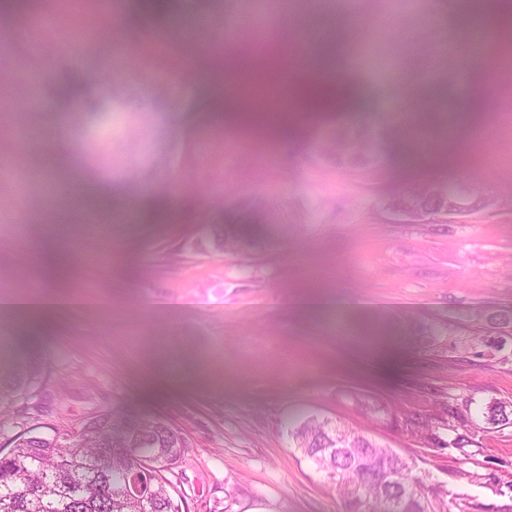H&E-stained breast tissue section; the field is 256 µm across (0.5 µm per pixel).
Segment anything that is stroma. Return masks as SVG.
Returning <instances> with one entry per match:
<instances>
[{
    "label": "stroma",
    "instance_id": "obj_1",
    "mask_svg": "<svg viewBox=\"0 0 512 512\" xmlns=\"http://www.w3.org/2000/svg\"><path fill=\"white\" fill-rule=\"evenodd\" d=\"M19 15L0 61L19 65L0 152L13 176L0 202L16 222L0 229V298L18 295L21 246L41 247L49 200L32 180L46 153L57 185H79L85 204L112 217L108 267L71 258L76 301L27 335L0 309V341L41 379L15 408L13 433L50 434L102 414L158 417L187 451L173 482L185 512H344L337 493L296 447L291 421L319 414L405 454L448 512H512V425L472 416L452 446L461 399L512 408V81L487 89L489 70L512 72V0H415L380 25L385 0H325L346 15L334 33L352 84L353 120L368 128L379 106L401 103L417 133L385 139L377 162L344 169L323 160L312 129L330 117L301 112L269 136L230 125L241 111L224 62L263 41L298 46L285 70L316 55L308 34L321 15L249 18L251 0H124L125 48L89 39L102 0L81 13L65 0H0ZM62 16L72 39L54 26ZM191 17L219 26L197 48L194 30L160 43L159 29ZM489 21L485 67L449 87L454 67L438 46L471 42ZM121 62L113 88L100 65ZM198 79L180 81L181 68ZM43 136L25 140V127ZM476 189L483 207L453 223L411 220L392 197L424 182ZM215 224H244L242 250H218ZM478 470L479 482L465 471Z\"/></svg>",
    "mask_w": 512,
    "mask_h": 512
}]
</instances>
